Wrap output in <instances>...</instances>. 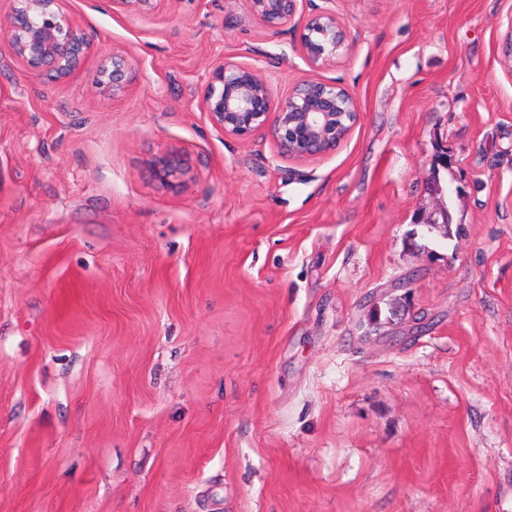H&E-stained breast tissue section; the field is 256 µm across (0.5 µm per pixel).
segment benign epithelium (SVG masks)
<instances>
[{
  "label": "benign epithelium",
  "instance_id": "benign-epithelium-1",
  "mask_svg": "<svg viewBox=\"0 0 512 512\" xmlns=\"http://www.w3.org/2000/svg\"><path fill=\"white\" fill-rule=\"evenodd\" d=\"M116 14H151L164 11L174 0H111ZM299 0H247L250 14L277 33L292 24L300 28V46L307 63L321 68L352 49L347 30L336 13L324 8L298 14ZM64 0H12L4 29L12 54L29 77L51 76L57 82L71 78L81 59L91 50L84 28L63 7ZM135 57L128 52L99 58V93L118 98L137 79ZM212 125L224 136L247 140L263 133L279 155L313 160L332 153L347 141L360 121L353 96L334 83L304 81L285 97L256 68L223 61L213 70L201 103ZM153 175L169 186L183 175L180 160L158 157Z\"/></svg>",
  "mask_w": 512,
  "mask_h": 512
}]
</instances>
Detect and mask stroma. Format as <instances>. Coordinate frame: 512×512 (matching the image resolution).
Wrapping results in <instances>:
<instances>
[{
	"label": "stroma",
	"instance_id": "stroma-1",
	"mask_svg": "<svg viewBox=\"0 0 512 512\" xmlns=\"http://www.w3.org/2000/svg\"><path fill=\"white\" fill-rule=\"evenodd\" d=\"M315 6L354 43L322 68L245 0H64V83L0 36V512H512V0ZM222 60L361 121L307 161L226 137ZM116 14H151L164 11L174 0H111ZM138 66L135 57L128 52H112L99 58L98 79L99 93L118 98L137 79ZM153 175L162 186H169L183 175L180 160L172 155L158 157L153 165Z\"/></svg>",
	"mask_w": 512,
	"mask_h": 512
}]
</instances>
